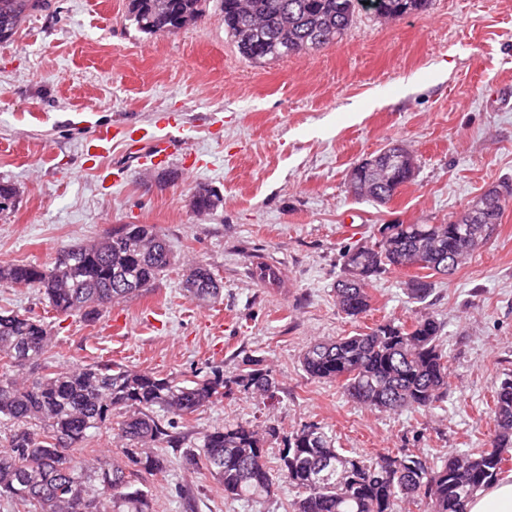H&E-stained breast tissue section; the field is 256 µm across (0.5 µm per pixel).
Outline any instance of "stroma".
Listing matches in <instances>:
<instances>
[{"mask_svg": "<svg viewBox=\"0 0 512 512\" xmlns=\"http://www.w3.org/2000/svg\"><path fill=\"white\" fill-rule=\"evenodd\" d=\"M101 126L151 127L175 148L161 168L120 145L92 164ZM395 141L415 157L414 180L385 204L354 196L350 170ZM0 181L19 189L0 214V262L48 264L116 224L156 225L178 258L152 291L97 321L54 317L57 365L192 380L253 356L272 370V405L242 391L180 422L191 450L236 422L275 425L273 461L309 424L364 457L407 448L433 466L487 443V405L512 374V203L483 248L433 277L425 302L408 299L406 270L373 280L372 309L355 320L333 289L344 251L374 242L379 225L444 224L488 189L512 190V0H432L395 23L362 14L338 44L261 64L225 33L220 0L168 35L138 30L129 0H45L0 44ZM204 186L223 199L209 216L188 205ZM195 261L222 279L219 303L185 296ZM261 262L280 284L256 279ZM423 315L443 325L445 410L379 412L301 367L315 340ZM166 454L167 472L150 480L154 512H184L186 488L195 512H288L296 496L283 481L271 497L234 500L204 462Z\"/></svg>", "mask_w": 512, "mask_h": 512, "instance_id": "35a3bbf8", "label": "stroma"}]
</instances>
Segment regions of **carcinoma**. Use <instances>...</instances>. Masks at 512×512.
I'll list each match as a JSON object with an SVG mask.
<instances>
[{
  "label": "carcinoma",
  "mask_w": 512,
  "mask_h": 512,
  "mask_svg": "<svg viewBox=\"0 0 512 512\" xmlns=\"http://www.w3.org/2000/svg\"><path fill=\"white\" fill-rule=\"evenodd\" d=\"M221 0L224 29L251 62L307 54L339 42L356 15L386 21L426 11L429 0ZM207 0H130L137 28L157 35L198 20ZM41 0H0V42L10 40ZM375 175L358 169L356 194L390 200L413 180L403 156ZM17 188L0 182V212L11 209ZM223 198L206 187L192 194L193 211L210 214ZM506 203L481 224H381L371 244L343 254L336 302L351 318L372 308L369 284L389 270L415 267L427 274L408 282V297L423 302L428 278L450 275L493 236ZM176 262L165 235L153 224H122L86 244L60 249L49 265H0V283L43 290L58 315L97 318L108 306L149 292ZM190 300L212 304L223 285L211 268L192 264L182 280ZM54 336L44 317L0 309V419L11 423L0 449V499L12 512H153L148 477L167 470L159 449L177 447L176 420L236 391L273 396L275 380L262 360L246 358L238 373L195 380L97 363L49 369ZM305 373L334 381L350 400L381 412L441 409L448 401V354L441 323L432 316L407 326L384 319L367 333L316 340L301 356ZM494 434L486 448L450 455L434 469L402 448L364 458L337 448L315 424L293 432L272 470L264 438L248 423H226L201 433L205 465L233 499L274 494L276 476L299 496L291 512H394L402 497L426 502L427 512H466L467 501L498 481L512 460V376L493 395ZM117 437L112 459L88 444ZM331 473L318 470L322 460Z\"/></svg>",
  "instance_id": "carcinoma-1"
}]
</instances>
